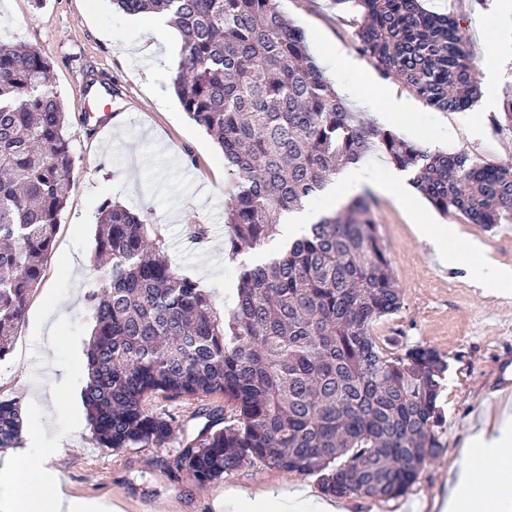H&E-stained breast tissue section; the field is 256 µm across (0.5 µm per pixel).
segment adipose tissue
I'll list each match as a JSON object with an SVG mask.
<instances>
[{"label": "adipose tissue", "instance_id": "adipose-tissue-1", "mask_svg": "<svg viewBox=\"0 0 512 512\" xmlns=\"http://www.w3.org/2000/svg\"><path fill=\"white\" fill-rule=\"evenodd\" d=\"M428 235L439 241V255L443 262H454L460 255H468L470 267L477 278L492 287L512 283V271L494 265L472 244L460 249L445 248L453 230L447 225L428 228ZM46 430L38 426L26 436V446L10 464L0 467V485L14 484L24 479L23 492L0 498V512H78L75 499L57 495L44 500L41 486L50 472L47 464L55 456V449L45 447ZM471 464L459 474L451 486L435 498V512H512V420L504 419L494 434L478 432L471 436L465 448ZM216 512H338L331 499L310 497L301 487L285 490L270 486L245 497L232 488L226 489Z\"/></svg>", "mask_w": 512, "mask_h": 512}]
</instances>
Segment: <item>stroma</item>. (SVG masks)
<instances>
[{"instance_id": "stroma-1", "label": "stroma", "mask_w": 512, "mask_h": 512, "mask_svg": "<svg viewBox=\"0 0 512 512\" xmlns=\"http://www.w3.org/2000/svg\"><path fill=\"white\" fill-rule=\"evenodd\" d=\"M440 14L466 16L464 47L485 62V29L497 30L500 62L495 78L479 76L477 101L461 112H440L426 105L396 77L381 76L358 50L350 12L334 0H277L279 10L302 28L308 52L323 64L321 45L340 48L354 62L340 77L351 86L344 99L362 121L377 124L363 97L371 85L397 87L398 96L416 111L413 122L395 129L409 143L430 151L466 152L496 165H512V132L495 120L503 93L512 86V16L500 19L494 0H422ZM40 48L50 59L52 85L66 113L74 157V187L58 216L52 250L42 281L31 294L11 353L0 361V398L18 402L24 424L46 426V446L66 436V451L49 468L55 478L47 494L63 492L88 499L121 502L124 512H213L225 489L245 493L278 485L320 493L317 477L287 474L254 463L224 478L198 486L170 462L179 443L160 448H102L91 437L81 393L87 382L86 349L93 322L83 296L95 276L93 255L98 212L106 201L136 213H150V238L172 266L231 306L241 263L268 259L285 250L288 236L278 234L257 249L229 259L224 250V203L231 177L220 147L185 114L172 85L182 35L170 29L155 45L140 17L129 16L111 0H0V44ZM370 174L358 196L372 201L377 233L385 246L403 305L373 328L381 341L399 346L422 343L448 362L438 398L440 448L416 483L402 496L341 498L342 512H425L450 477L465 469L463 446L489 414L512 416V398L491 407L487 390L498 362L512 358V285L489 292L471 279L467 259L440 262L420 240L422 220L448 223L462 242L479 243L486 256L512 270V223L492 230L447 217L422 195H405L410 173L394 183L395 165L382 152L368 154ZM205 226L195 238L189 219ZM154 409L176 416L186 434L202 427L195 413L224 407L223 395L196 399H152Z\"/></svg>"}]
</instances>
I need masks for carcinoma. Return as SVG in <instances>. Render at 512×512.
<instances>
[{
    "instance_id": "1",
    "label": "carcinoma",
    "mask_w": 512,
    "mask_h": 512,
    "mask_svg": "<svg viewBox=\"0 0 512 512\" xmlns=\"http://www.w3.org/2000/svg\"><path fill=\"white\" fill-rule=\"evenodd\" d=\"M127 15L163 12L183 36L174 90L214 136L233 190L225 251L264 245L350 163L380 150L413 174L441 214L491 229L512 223V169L467 153L430 152L366 126L310 60L304 30L276 0H115ZM356 14L359 50L429 107L456 112L478 96L462 18L419 0H336ZM38 48L0 45V361L41 282L58 215L73 188L66 115ZM148 215L104 203L84 295L94 327L83 405L102 448H160L182 430L149 397L221 394L202 409L172 465L202 486L256 461L314 475L338 497L405 494L436 457L437 401L448 362L436 349L386 350L375 323L402 306L371 200L323 215L288 248L241 268L224 311L149 245ZM22 430L0 401V448Z\"/></svg>"
}]
</instances>
